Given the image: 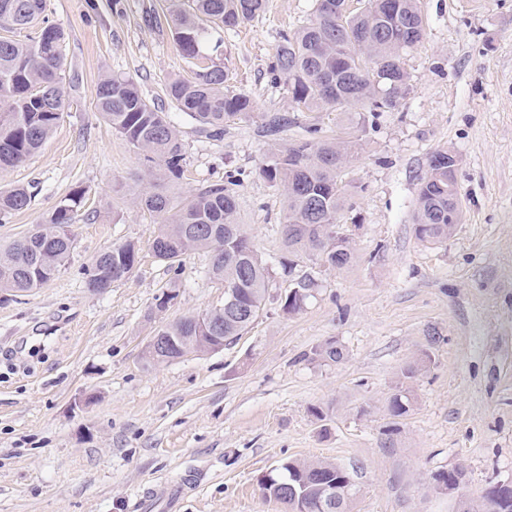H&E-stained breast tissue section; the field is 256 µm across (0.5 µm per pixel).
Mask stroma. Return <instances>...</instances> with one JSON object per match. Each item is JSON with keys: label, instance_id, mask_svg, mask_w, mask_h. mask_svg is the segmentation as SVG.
<instances>
[{"label": "stroma", "instance_id": "obj_1", "mask_svg": "<svg viewBox=\"0 0 512 512\" xmlns=\"http://www.w3.org/2000/svg\"><path fill=\"white\" fill-rule=\"evenodd\" d=\"M424 37L406 59L412 93L380 113L349 175L356 198L354 259L321 270L305 308L282 312L286 199L259 173L271 148L263 116L294 118L269 68L282 31L307 21L314 0H267L251 23L214 29L217 61L257 104L254 117L209 138L178 120L185 146L182 192L242 175L240 217L273 268L266 308L231 345L161 365L142 353L156 325L222 306L207 253L178 271L152 252L153 216L137 209L139 158L95 108L107 75H129L167 106L166 83L192 75L166 20L167 0H45L64 32L70 107L44 146L0 174V189L32 187L26 211L0 224V241L34 228L77 186L87 204L75 222L70 263L48 284L0 292V512H164L149 492L191 474L184 512H285L260 480L283 460L350 470L353 512H456L489 483L512 481V0H420ZM456 159L462 219L430 246L412 216L427 158ZM140 248L133 274L104 292L82 272L100 250ZM176 287L160 317L154 298ZM337 363L317 359L326 341ZM415 404L391 447L387 398L402 367ZM322 408L316 418L314 408ZM464 469L457 492L435 472Z\"/></svg>", "mask_w": 512, "mask_h": 512}]
</instances>
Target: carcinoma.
Instances as JSON below:
<instances>
[{"label": "carcinoma", "mask_w": 512, "mask_h": 512, "mask_svg": "<svg viewBox=\"0 0 512 512\" xmlns=\"http://www.w3.org/2000/svg\"><path fill=\"white\" fill-rule=\"evenodd\" d=\"M266 0H170L173 37L182 55L203 57L190 79H173L165 96L173 107L195 120L210 137L224 125L256 110L255 101L229 85V72L207 53L214 28H237L257 18ZM45 0H0V173L31 157L52 135L69 108L61 76L66 44L61 29L43 16ZM426 19L420 0H315L312 17L275 47L272 83L285 81L298 112H351L344 135L328 136L316 123L304 135L269 152L260 175L283 189L287 200L283 245L291 259L288 275L299 292L286 295L281 308L300 312L317 286L305 272L294 275L298 260L309 258L332 269H343L354 252L348 238L334 233L354 209L358 186L347 179L350 159L362 149L363 137L378 112L395 108L411 90L404 59L421 42ZM96 108L113 131L138 154L145 186L137 195L141 209L154 216L157 258L175 263L193 251L209 254L207 275L241 294L244 308L233 314L207 310L165 323L153 330L167 337V356L178 353L192 336H222L230 345L246 333L265 307L270 268L240 222L235 187L240 173L224 183L195 193L177 195L170 184L184 176V145L170 113L151 104L129 76H106L99 82ZM287 119L268 115L262 125L268 136L285 131ZM453 155L432 152L418 190L414 234L436 245L455 232L452 211L460 208L455 180L448 177ZM24 186L0 189V223L6 224L30 205ZM86 205V192L72 189L33 231L0 242V291L23 293L53 280L70 261L76 245L75 215ZM133 242L109 246L83 267L86 285L107 290L126 280L138 264ZM324 360L339 362L344 350L335 341L315 349ZM414 395L396 387L387 410L397 420L409 414ZM277 483L264 495L277 498L293 486L310 498L317 493L315 477L336 483L339 494L329 512H352L356 486L350 472L325 461L291 460L273 469Z\"/></svg>", "instance_id": "obj_1"}]
</instances>
